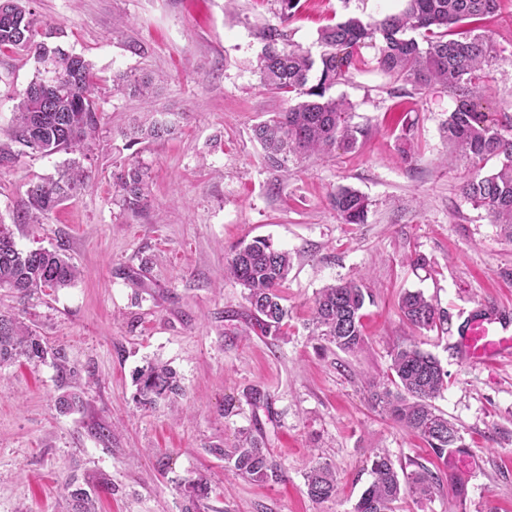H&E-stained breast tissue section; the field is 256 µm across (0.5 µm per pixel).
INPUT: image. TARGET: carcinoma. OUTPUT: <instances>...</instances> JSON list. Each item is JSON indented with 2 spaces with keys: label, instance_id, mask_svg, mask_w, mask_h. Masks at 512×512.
Masks as SVG:
<instances>
[{
  "label": "carcinoma",
  "instance_id": "obj_1",
  "mask_svg": "<svg viewBox=\"0 0 512 512\" xmlns=\"http://www.w3.org/2000/svg\"><path fill=\"white\" fill-rule=\"evenodd\" d=\"M29 2L0 0V47L23 50L42 64L19 96L8 141L0 142V171L13 167L27 151L85 157L98 132L100 105L89 62L50 45L53 31L43 29ZM276 2L277 21L255 31L261 45L255 67L259 82L288 102L285 110L253 128L267 167L286 172L294 158L357 148L365 129L352 122L350 104L331 90L356 68L358 50L374 44L378 46L375 69L384 75L418 89L442 85L455 95L457 104L445 121L448 143L474 166L463 193L473 205L485 209L512 242V113L476 111V100L485 90V67L494 57L493 42L482 23L498 12L501 0H405L401 11L379 20L347 16L320 30L316 54L288 39L286 25L299 0ZM417 33L422 39L415 37ZM155 85L149 74H122L113 78L112 92H124L150 105ZM175 132L169 113L158 111L148 124L133 123L117 134L132 147ZM493 157L501 159L499 169L481 173L480 164ZM150 179L149 163L136 154L119 164L113 185L124 209L135 213L143 209ZM90 180L80 161L69 160L56 175L29 187L25 207L16 213L14 223H40ZM330 202L342 223H365L370 201L359 190L340 185ZM289 269L288 252L261 237L241 242L229 261V275L247 290L254 325L267 335H279L286 325L288 311L278 291ZM78 275V267L62 250H21L8 225L0 223V289L7 288L20 299L49 296L71 286ZM369 297L367 288L355 281L322 288L313 301L312 335L343 352L356 351L365 343L362 317ZM398 306L402 319L419 330H432L447 321L446 312L421 291L405 292ZM20 357L34 365L51 359L61 390L56 399L60 412L83 407L82 396L73 390L78 372L70 365L65 347L46 346L30 326L0 313V367ZM447 378L448 372L435 356L413 342H402L391 351L387 382H369L371 406L401 423L445 461L467 448L460 429L432 404ZM134 383V400L143 408L183 393L176 371L165 365L138 370ZM209 452L224 459L225 469L253 482L278 476L277 464L254 438H244L231 450L211 448ZM371 474L373 480L353 512H395L399 501L427 499L439 486V477L425 468L399 475L382 452L374 455ZM305 486L309 498L327 501L336 496V474L328 463L317 462L305 475ZM180 488L185 502L182 512L207 508L212 488L205 476L186 479ZM64 493L68 512H95L91 492L77 479L65 482Z\"/></svg>",
  "mask_w": 512,
  "mask_h": 512
}]
</instances>
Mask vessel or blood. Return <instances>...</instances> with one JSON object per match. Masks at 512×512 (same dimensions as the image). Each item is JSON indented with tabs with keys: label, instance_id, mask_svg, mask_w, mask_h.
<instances>
[{
	"label": "vessel or blood",
	"instance_id": "b4317fda",
	"mask_svg": "<svg viewBox=\"0 0 512 512\" xmlns=\"http://www.w3.org/2000/svg\"><path fill=\"white\" fill-rule=\"evenodd\" d=\"M458 348L470 364L494 367L512 356V316L504 312L469 315L459 330Z\"/></svg>",
	"mask_w": 512,
	"mask_h": 512
}]
</instances>
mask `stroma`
<instances>
[{"instance_id": "obj_1", "label": "stroma", "mask_w": 512, "mask_h": 512, "mask_svg": "<svg viewBox=\"0 0 512 512\" xmlns=\"http://www.w3.org/2000/svg\"><path fill=\"white\" fill-rule=\"evenodd\" d=\"M58 42L84 56L96 75L99 136L83 164L90 187L64 201L46 223L13 217L32 182L54 175L65 154H26L0 172V222L18 246L64 248L80 275L71 287L22 301L0 290V310L16 314L90 378L81 412L63 415L51 364L0 368V512H64L63 483L105 492L98 512H181L179 482L205 473L209 512H353L372 481L375 452L401 473L426 468L444 484L430 499L397 512H512V360L485 369L455 349L470 314L512 313V243L484 209L463 195L465 160L452 156L444 122L456 106L448 90H419L372 67L375 48L334 95L367 128L352 151L312 156L291 175L267 168L252 129L281 111L282 96L253 72L257 26L275 0H32ZM404 0H300L290 40L316 49L318 33L348 15L382 17ZM486 28L497 51L482 112L512 104V0ZM39 67L33 55L0 51V137L19 95ZM151 72L162 80L154 105L181 114L180 132L140 144L152 166L150 200L140 214L113 200V171L130 155L116 135L146 117L139 99L116 95V74ZM349 185L371 201L366 223L344 224L329 204ZM270 238L292 267L280 289L288 333L248 328L245 290L224 268L239 241ZM424 265H416L415 257ZM141 272L135 286L129 275ZM364 279L365 343L345 353L312 339L310 306L324 286ZM422 291L447 313L442 328L402 321L404 291ZM436 356L448 383L435 406L461 428L468 454L449 462L374 410L368 379L386 380L390 350L405 338ZM170 365L183 396L136 406L133 372ZM107 426L110 435L94 436ZM268 448L278 478L264 483L226 471L214 447L242 434ZM336 472V498L316 502L304 475L315 461ZM465 483L464 497L447 486Z\"/></svg>"}]
</instances>
